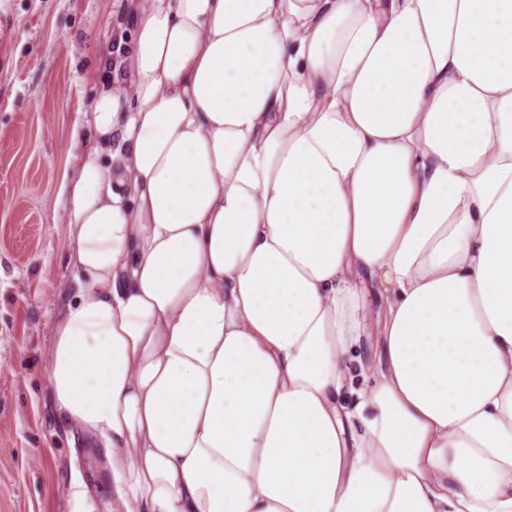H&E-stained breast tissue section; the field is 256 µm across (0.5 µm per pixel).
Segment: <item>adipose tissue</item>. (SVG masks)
Returning <instances> with one entry per match:
<instances>
[{
  "instance_id": "adipose-tissue-1",
  "label": "adipose tissue",
  "mask_w": 512,
  "mask_h": 512,
  "mask_svg": "<svg viewBox=\"0 0 512 512\" xmlns=\"http://www.w3.org/2000/svg\"><path fill=\"white\" fill-rule=\"evenodd\" d=\"M118 5L46 384L122 512H512V0ZM369 292L367 294V298L369 302L373 301L372 311L369 315V320L366 328V335L363 338L362 348L359 352V357L365 363V365L370 366L372 371H375L377 367V354H376V344L378 341V335L380 331V326L383 317V311L376 304V293L373 289H367Z\"/></svg>"
}]
</instances>
